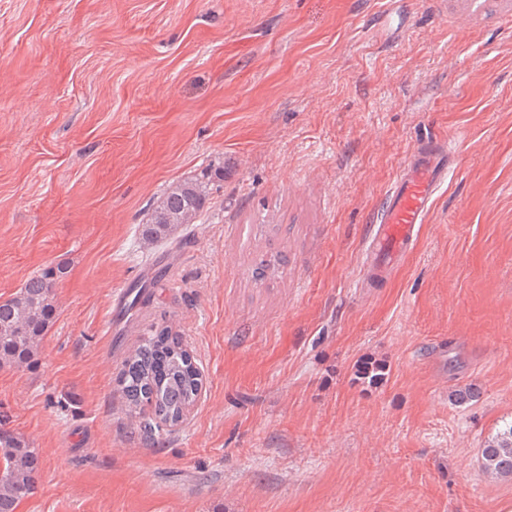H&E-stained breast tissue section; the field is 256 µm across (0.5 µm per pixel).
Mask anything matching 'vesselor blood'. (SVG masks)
I'll return each instance as SVG.
<instances>
[{"instance_id":"b4317fda","label":"vessel or blood","mask_w":512,"mask_h":512,"mask_svg":"<svg viewBox=\"0 0 512 512\" xmlns=\"http://www.w3.org/2000/svg\"><path fill=\"white\" fill-rule=\"evenodd\" d=\"M451 143L434 139L420 143L396 177L389 203L370 240L366 276L377 279L416 241L437 192L449 174Z\"/></svg>"}]
</instances>
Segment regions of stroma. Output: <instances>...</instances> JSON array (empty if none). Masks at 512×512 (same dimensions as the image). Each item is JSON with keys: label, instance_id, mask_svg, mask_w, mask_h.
<instances>
[{"label": "stroma", "instance_id": "35a3bbf8", "mask_svg": "<svg viewBox=\"0 0 512 512\" xmlns=\"http://www.w3.org/2000/svg\"><path fill=\"white\" fill-rule=\"evenodd\" d=\"M458 9L0 0V301L68 268L35 364L0 368L40 461L17 512H512L480 460L512 422V0ZM433 137L454 169L368 286L387 192ZM218 164L199 224L145 247L168 185ZM150 325L203 373L151 445L118 386Z\"/></svg>", "mask_w": 512, "mask_h": 512}]
</instances>
